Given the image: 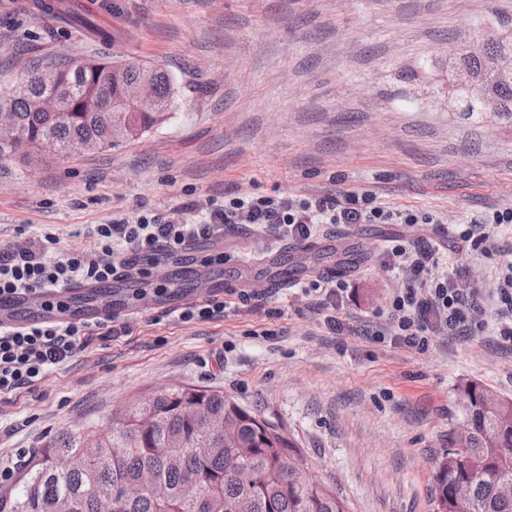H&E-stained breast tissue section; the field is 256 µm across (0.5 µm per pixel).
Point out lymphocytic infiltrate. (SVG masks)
I'll return each instance as SVG.
<instances>
[{
  "mask_svg": "<svg viewBox=\"0 0 512 512\" xmlns=\"http://www.w3.org/2000/svg\"><path fill=\"white\" fill-rule=\"evenodd\" d=\"M193 205L162 215L146 213L136 221L116 219L97 224L88 232L87 246L76 253L56 248L54 233L43 234L35 249L0 248V299L37 294L47 308H55L58 289L75 282L106 284L129 277L143 262L173 257L202 239L223 237L236 225L271 243L305 241L339 224H430L434 218L420 210L397 209L370 193L345 192L315 195L301 200L237 196L195 219ZM487 237L472 227L450 237L429 242L394 241L385 249L392 261L408 265L413 280L388 307L395 336L405 345L428 347L436 332L467 330L466 297L456 288L454 276L436 272L439 255L464 243L482 244ZM120 335L116 326L96 331L77 323L42 322L23 328L0 329V395L44 380L52 368L73 357L92 340Z\"/></svg>",
  "mask_w": 512,
  "mask_h": 512,
  "instance_id": "f902f5d3",
  "label": "lymphocytic infiltrate"
}]
</instances>
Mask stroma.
I'll return each instance as SVG.
<instances>
[{
	"label": "stroma",
	"instance_id": "stroma-1",
	"mask_svg": "<svg viewBox=\"0 0 512 512\" xmlns=\"http://www.w3.org/2000/svg\"><path fill=\"white\" fill-rule=\"evenodd\" d=\"M101 39L48 19L59 0H0V91L32 63L120 59L167 70L178 97L140 140L52 160L36 177H0V246L43 229L77 252L90 225L207 213L228 195L302 198L368 191L433 224H356L269 245L245 226L150 267L148 293L113 297L122 336L92 339L43 381L0 395V464L46 436L107 425L113 408L169 384L223 392L287 428L302 466L348 512H434V465L462 419L456 388L475 381L512 398V346L495 332L492 294L507 272L512 226L489 225L487 254L449 253L457 285L477 291L468 336L418 350L390 337L387 305L413 274L390 270L387 238L438 239L459 222L512 210V121L466 111L449 66L478 50L482 28L512 31V0H73ZM348 246L362 263L338 275L345 321L331 333L280 262ZM210 269L262 296L220 319L154 320L162 294L196 292Z\"/></svg>",
	"mask_w": 512,
	"mask_h": 512
}]
</instances>
